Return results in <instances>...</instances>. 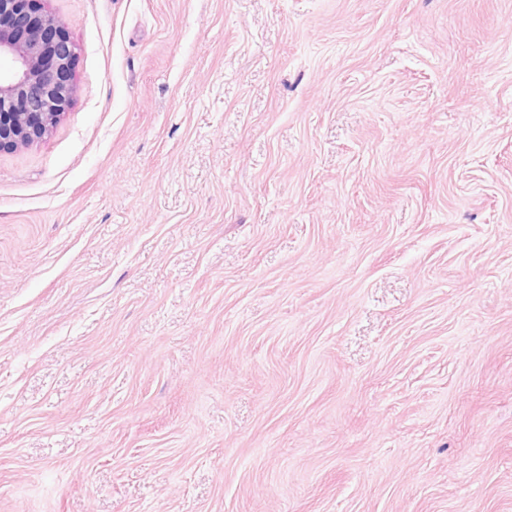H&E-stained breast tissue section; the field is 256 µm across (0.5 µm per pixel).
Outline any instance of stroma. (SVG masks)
<instances>
[{
    "mask_svg": "<svg viewBox=\"0 0 512 512\" xmlns=\"http://www.w3.org/2000/svg\"><path fill=\"white\" fill-rule=\"evenodd\" d=\"M45 7L0 512H512V0Z\"/></svg>",
    "mask_w": 512,
    "mask_h": 512,
    "instance_id": "1",
    "label": "stroma"
}]
</instances>
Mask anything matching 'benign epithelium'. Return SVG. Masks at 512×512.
Instances as JSON below:
<instances>
[{"label":"benign epithelium","mask_w":512,"mask_h":512,"mask_svg":"<svg viewBox=\"0 0 512 512\" xmlns=\"http://www.w3.org/2000/svg\"><path fill=\"white\" fill-rule=\"evenodd\" d=\"M74 44L59 20L32 0H0V58L12 75L0 81V151L43 139L76 93Z\"/></svg>","instance_id":"obj_1"}]
</instances>
